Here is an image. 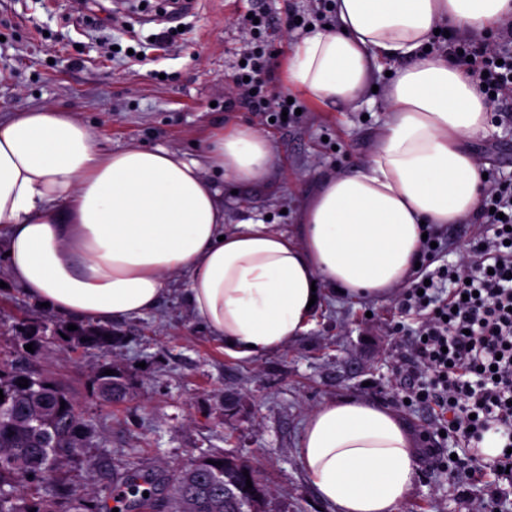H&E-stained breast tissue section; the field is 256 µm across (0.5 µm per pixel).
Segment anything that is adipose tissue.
I'll list each match as a JSON object with an SVG mask.
<instances>
[{"label":"adipose tissue","instance_id":"1","mask_svg":"<svg viewBox=\"0 0 512 512\" xmlns=\"http://www.w3.org/2000/svg\"><path fill=\"white\" fill-rule=\"evenodd\" d=\"M336 24L301 36L284 88L354 105L385 64L388 117L364 166L324 178L291 231L247 219L224 228L210 179L264 178L268 139L238 125L203 160L138 144L106 151L91 129L52 106L0 121V242L6 271L50 313L100 324L154 311L187 281L196 320L241 359L293 343L313 290L386 298L419 260L424 225L459 223L485 192L465 145L490 104L478 80L427 51L438 25L479 34L512 0H336ZM300 463L332 512H398L416 474L410 436L387 407L327 400L307 415Z\"/></svg>","mask_w":512,"mask_h":512}]
</instances>
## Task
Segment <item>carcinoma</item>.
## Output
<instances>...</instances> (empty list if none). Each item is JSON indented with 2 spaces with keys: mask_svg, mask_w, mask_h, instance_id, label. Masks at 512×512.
Wrapping results in <instances>:
<instances>
[{
  "mask_svg": "<svg viewBox=\"0 0 512 512\" xmlns=\"http://www.w3.org/2000/svg\"><path fill=\"white\" fill-rule=\"evenodd\" d=\"M66 334L76 348L107 347L115 339L100 325H79ZM23 339L19 361L0 364V512H105L104 501L62 477L82 452L73 442L80 436L90 439L93 430L82 414H74L77 403L65 389L24 367L23 361L37 357L40 344L33 335ZM30 343L32 353L25 349ZM110 369L114 374L102 368L91 380L92 396L105 404L123 401L128 393L125 370L115 364ZM21 378L28 387L18 386ZM121 485L118 512H260L266 496L253 471L222 454L200 456L166 484L131 468Z\"/></svg>",
  "mask_w": 512,
  "mask_h": 512,
  "instance_id": "carcinoma-1",
  "label": "carcinoma"
}]
</instances>
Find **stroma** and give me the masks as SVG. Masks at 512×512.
Here are the masks:
<instances>
[{
    "label": "stroma",
    "instance_id": "1",
    "mask_svg": "<svg viewBox=\"0 0 512 512\" xmlns=\"http://www.w3.org/2000/svg\"><path fill=\"white\" fill-rule=\"evenodd\" d=\"M0 0V118L45 105L73 113L98 144L129 143L201 158L217 130L247 125L266 136L273 159L265 178L219 183L224 226L269 219L290 230L317 184L359 167L387 118L389 76L357 107L320 105L301 97L300 119L272 125L243 107L234 74L244 47L238 19L252 8L271 17L266 82L269 97L284 96L279 64L299 38L289 12H311L313 0H197L194 9L163 23H143L166 0ZM143 53L142 63L128 59ZM482 167L512 177V125L488 123L470 143ZM0 257V361L13 359L21 335L39 332L34 372L62 385L78 402L93 436L65 471L74 485L103 491L128 465L167 479L203 453L232 456L252 467L268 488L262 512H330L299 461L308 412L321 402L361 398L395 412L417 441V473L398 512H475L486 488L457 492V480L427 461L425 434L432 413L402 403L397 361L406 345L391 329L399 294L353 300L325 294L308 329L287 348L249 360L225 353L184 301L175 279L159 307L112 323L106 348L71 349L47 312L7 284ZM113 363L125 367L128 401L105 405L89 394L90 379Z\"/></svg>",
    "mask_w": 512,
    "mask_h": 512
}]
</instances>
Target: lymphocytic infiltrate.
<instances>
[{
    "label": "lymphocytic infiltrate",
    "mask_w": 512,
    "mask_h": 512,
    "mask_svg": "<svg viewBox=\"0 0 512 512\" xmlns=\"http://www.w3.org/2000/svg\"><path fill=\"white\" fill-rule=\"evenodd\" d=\"M250 37L236 84L247 106L264 118L295 120L296 104L273 100L263 78L270 66L261 35L267 13L241 17ZM492 46L465 35L448 38V56L485 84L501 120L512 121V19L502 20ZM476 221L492 225L493 237L474 236L469 265H442L421 272L403 291L402 313L414 314L413 331L399 369L410 380L411 405L439 409V427L460 444L457 457L436 454V466L465 480L486 483L497 508L512 502V179L488 171ZM503 448L493 461L478 450L487 433Z\"/></svg>",
    "instance_id": "1"
}]
</instances>
